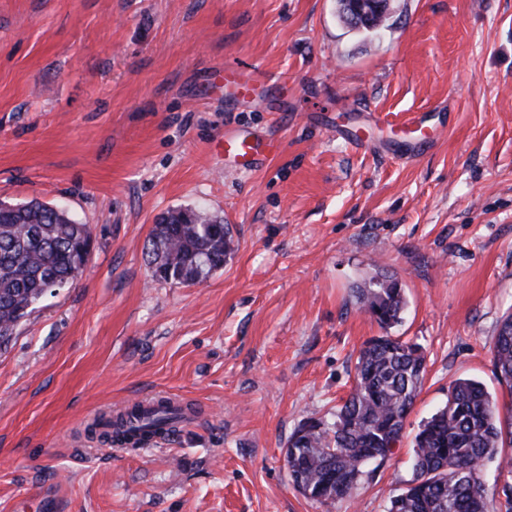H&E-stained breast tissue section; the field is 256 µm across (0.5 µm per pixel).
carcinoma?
<instances>
[{
  "instance_id": "obj_1",
  "label": "carcinoma",
  "mask_w": 512,
  "mask_h": 512,
  "mask_svg": "<svg viewBox=\"0 0 512 512\" xmlns=\"http://www.w3.org/2000/svg\"><path fill=\"white\" fill-rule=\"evenodd\" d=\"M91 227L52 205L31 200L0 202V350L44 299L45 288L71 286L84 273L83 253ZM233 250L229 225L201 208L173 209L162 215L148 237L145 256L154 277L195 284L202 258L219 269ZM360 309L382 330L359 350L350 395L331 417L311 416L288 438L286 463L294 485L307 497L326 502L353 494L370 465L388 460L426 374V356L417 343L389 334L406 306L397 277L379 274L354 290ZM492 365L512 390V313L494 339ZM184 410L166 398L150 408L135 404L113 420L95 422L100 442L138 447L154 438H173ZM512 413L502 416L485 386L458 378L448 399L421 425L413 443L412 476L389 497L387 512H512V486L504 500L489 496L482 481L484 462L498 459L512 476Z\"/></svg>"
}]
</instances>
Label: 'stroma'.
Wrapping results in <instances>:
<instances>
[{
	"mask_svg": "<svg viewBox=\"0 0 512 512\" xmlns=\"http://www.w3.org/2000/svg\"><path fill=\"white\" fill-rule=\"evenodd\" d=\"M365 33L336 0H0V200L91 226L83 275L0 350V512H385L451 381L512 394L491 363L512 313V0H394ZM283 78L270 108L211 89L225 62ZM443 131L416 161L364 150L378 115ZM280 141L232 169L224 130ZM223 217L205 282L157 280L144 245L177 208ZM395 275L392 335L427 355L393 458L352 497L295 487L288 438L349 394L381 329L352 290ZM156 395L193 404L170 441L126 454L88 422Z\"/></svg>",
	"mask_w": 512,
	"mask_h": 512,
	"instance_id": "obj_1",
	"label": "stroma"
}]
</instances>
